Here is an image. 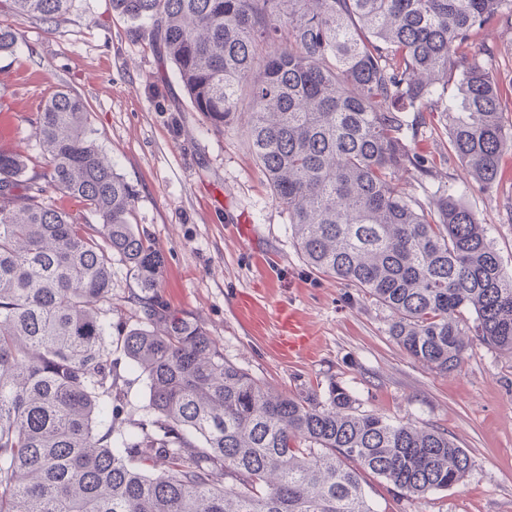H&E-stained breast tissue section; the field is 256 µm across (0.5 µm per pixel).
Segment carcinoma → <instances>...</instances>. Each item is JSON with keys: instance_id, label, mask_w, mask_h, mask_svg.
I'll list each match as a JSON object with an SVG mask.
<instances>
[{"instance_id": "1", "label": "carcinoma", "mask_w": 512, "mask_h": 512, "mask_svg": "<svg viewBox=\"0 0 512 512\" xmlns=\"http://www.w3.org/2000/svg\"><path fill=\"white\" fill-rule=\"evenodd\" d=\"M73 0H4L52 24ZM149 28L216 132L241 110L249 149L311 271L391 312L416 361L457 369L469 336L512 350V275L485 225L432 175L422 128L448 134L483 188L512 128L470 54L512 0H112ZM19 33L0 21V53ZM458 86L444 100L448 83ZM29 158L0 150V512H376L367 478L401 497L459 484L470 457L444 431L360 407L340 384L288 394L224 357L161 294L163 254L132 222L138 192L58 90ZM75 199L82 210L60 207ZM135 280L136 326L112 336V261ZM119 351L149 383L153 417L123 428Z\"/></svg>"}]
</instances>
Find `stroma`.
<instances>
[{
	"label": "stroma",
	"mask_w": 512,
	"mask_h": 512,
	"mask_svg": "<svg viewBox=\"0 0 512 512\" xmlns=\"http://www.w3.org/2000/svg\"><path fill=\"white\" fill-rule=\"evenodd\" d=\"M10 22L20 40L14 52L0 54V73L21 74L22 81L0 89V109L18 94L31 107L16 113L15 136L0 139V149L30 156L29 175L42 173L38 115L58 89L80 95L98 145L139 193L134 221L165 257V298L199 319L227 359L282 392L324 394L340 383L363 409L448 432L467 450L464 483L445 491L396 497L372 480L378 512H512V352L474 339L457 370H430L389 335L386 308L313 274L249 151L247 116L212 131L148 31H133L112 0H75L49 26L19 16ZM475 51L500 85H512L511 19L490 22ZM160 98L162 112L155 108ZM418 149L448 162L434 176L407 179V193L424 201L438 187H457L512 274V152L502 158L498 182L486 189L449 155L442 129H424ZM136 290L125 266L113 262V323L134 325L129 298ZM292 329L309 337L310 346L290 355L278 344ZM117 374L123 428L133 432L150 414L149 384L124 359Z\"/></svg>",
	"instance_id": "stroma-1"
}]
</instances>
